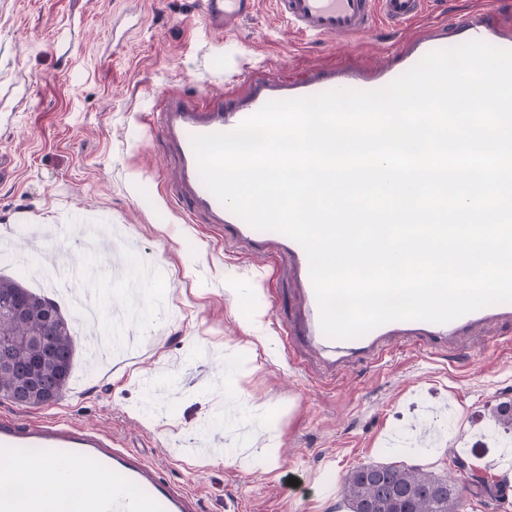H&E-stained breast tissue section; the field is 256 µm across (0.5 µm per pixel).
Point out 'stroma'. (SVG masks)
I'll use <instances>...</instances> for the list:
<instances>
[{
	"instance_id": "1",
	"label": "stroma",
	"mask_w": 512,
	"mask_h": 512,
	"mask_svg": "<svg viewBox=\"0 0 512 512\" xmlns=\"http://www.w3.org/2000/svg\"><path fill=\"white\" fill-rule=\"evenodd\" d=\"M411 25L319 44L302 40L258 0L234 28L206 27L198 0H0V237L45 258L27 268L0 255V276L54 300L69 322L96 288L99 326L129 316L137 354L88 358L76 344L62 398L0 415L61 414L109 433L162 477L195 494L199 512H349L353 467L400 462L464 486L463 512H512V432L491 409L512 400V326L469 338L460 354L397 348L327 384L290 358L282 331L297 312L286 266L244 256L209 225L187 223L163 186L171 176L147 119L167 93L226 92L233 75L267 65L289 81L332 68L371 77L406 46ZM112 221L110 249L150 264L146 280L64 281L84 263L79 225ZM216 448L277 449L275 469L215 463ZM485 479L469 487L453 459Z\"/></svg>"
}]
</instances>
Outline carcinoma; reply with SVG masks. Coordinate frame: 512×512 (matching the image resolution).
Instances as JSON below:
<instances>
[{"instance_id":"1","label":"carcinoma","mask_w":512,"mask_h":512,"mask_svg":"<svg viewBox=\"0 0 512 512\" xmlns=\"http://www.w3.org/2000/svg\"><path fill=\"white\" fill-rule=\"evenodd\" d=\"M21 299L35 309L43 308L60 318L56 329L46 335L53 358L71 370L75 353V336L71 324L62 317L58 306L48 298L30 292L20 283L0 277V301ZM37 358L35 345L15 350L17 371L26 372ZM44 387L55 393L53 401L63 395L68 377L57 378L47 370L40 374ZM496 422L512 431V400L501 401L492 409ZM342 492L349 512H461L462 489L435 475L414 467L394 464H366L347 473Z\"/></svg>"}]
</instances>
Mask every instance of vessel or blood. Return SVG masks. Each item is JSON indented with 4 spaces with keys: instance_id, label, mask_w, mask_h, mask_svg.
I'll return each mask as SVG.
<instances>
[{
    "instance_id": "b4317fda",
    "label": "vessel or blood",
    "mask_w": 512,
    "mask_h": 512,
    "mask_svg": "<svg viewBox=\"0 0 512 512\" xmlns=\"http://www.w3.org/2000/svg\"><path fill=\"white\" fill-rule=\"evenodd\" d=\"M277 17L295 33L309 40L325 37L346 39L374 31L379 22L412 24L419 20L425 0H272ZM254 0H200L209 27L228 29L254 9ZM461 42L482 40L512 49V15L502 11L497 0H483L459 25ZM446 36L420 33L405 49L400 68L384 70L383 83H390L420 62L428 53L447 48ZM249 87L248 97L238 105H226L223 98H210L200 105L178 95L162 98L153 110L152 131L170 152L176 173L165 185L190 222L211 225L216 235L231 231L232 243L241 252L264 254L287 262L301 286V312L286 329V339L295 362L325 380L335 379L350 365L378 363L401 345L457 352L464 337L489 320L512 322V303L485 307L447 323L422 320L393 321L365 335L348 340L327 338L320 326V314L304 249L286 235L254 229L228 210L202 183L191 146L192 137L225 133L236 129L247 117L271 100L295 99L331 90L329 82L318 79L287 82L264 67L241 74ZM61 463L59 484L77 482L72 463L93 464L113 475V497L87 494L82 512H197L194 496L164 482L157 469L143 457L116 447L109 434L59 418L27 423L0 416V482L9 483L10 465L31 457ZM40 498L27 494H0V512H43Z\"/></svg>"
}]
</instances>
